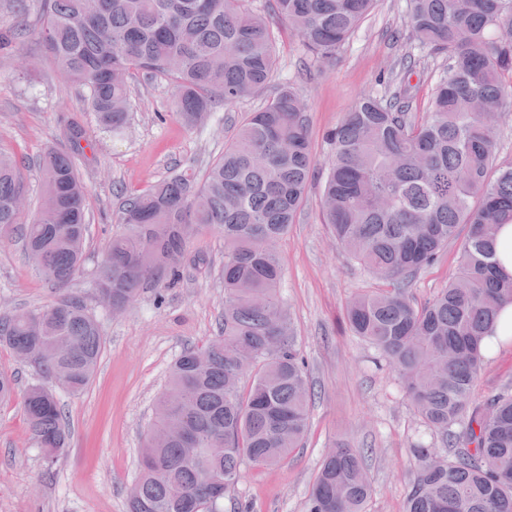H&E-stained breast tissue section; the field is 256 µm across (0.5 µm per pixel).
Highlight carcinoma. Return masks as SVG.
<instances>
[{"mask_svg":"<svg viewBox=\"0 0 512 512\" xmlns=\"http://www.w3.org/2000/svg\"><path fill=\"white\" fill-rule=\"evenodd\" d=\"M245 0H38L46 53L67 80L88 89L91 111L114 134L130 122L127 82L115 73L163 75L174 115L194 128L221 105L273 79L277 40ZM308 53L340 51L378 0H269ZM419 43L443 58L429 112H409L406 88L362 97L327 134L332 154L321 211L342 252L389 287L354 295L346 316L398 375L432 442L417 462L405 512H512V391L478 400L474 386L488 340L512 305V274L495 258L498 230L512 224V162L498 161L497 116L512 105V0H407ZM68 151L39 160L47 207L19 222L26 193L20 161L0 151V235L17 232L28 258L55 286L83 263L87 188ZM316 169L304 100L283 85L249 113L201 178L175 175L123 201V232L95 274L126 306L147 286L174 284L188 243L224 236V324L202 348L183 350L155 403L129 512H224L242 466L277 464L302 446L311 388L291 319L277 292L276 243L288 234ZM468 227L459 239L461 227ZM461 240L458 271L431 301L412 283L448 243ZM0 345L63 390L82 392L102 354L100 327L64 296L0 318ZM248 387H242L246 376ZM24 408L35 443L54 459L68 433L53 389L32 385ZM364 449L338 442L325 456L306 512H364L372 492Z\"/></svg>","mask_w":512,"mask_h":512,"instance_id":"obj_1","label":"carcinoma"}]
</instances>
